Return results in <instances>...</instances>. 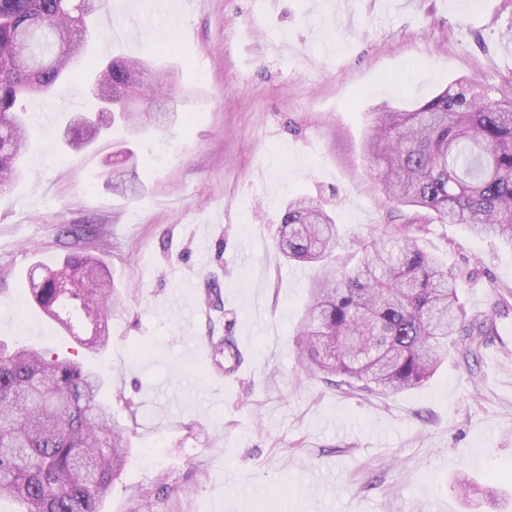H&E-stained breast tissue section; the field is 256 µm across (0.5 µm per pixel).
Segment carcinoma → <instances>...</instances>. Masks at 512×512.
<instances>
[{
    "instance_id": "cac0c4a2",
    "label": "carcinoma",
    "mask_w": 512,
    "mask_h": 512,
    "mask_svg": "<svg viewBox=\"0 0 512 512\" xmlns=\"http://www.w3.org/2000/svg\"><path fill=\"white\" fill-rule=\"evenodd\" d=\"M106 0H0V187L20 176L30 128L16 111L26 94H46L83 54L87 19ZM458 80L429 100L399 112L378 113L368 141L384 191L415 215L392 216L403 228L386 241L361 246L353 265L335 266L339 231L320 203L288 201L277 250L292 262L318 267L296 345L300 364L345 376L350 390L402 392L435 373L442 352L463 330L458 284L439 259L417 244L410 225L426 220L464 224L512 245V77L474 92ZM101 102L84 124L65 125V144L82 150L120 119L136 131L175 124L172 95L155 94L140 61L115 60L95 76ZM123 197L139 193L136 178L112 183ZM34 304L69 333L90 320L83 345L109 341L107 321L118 302L101 262L74 252L63 266L36 264L29 273ZM470 336L497 334L475 319ZM235 363L241 355L226 338L214 346ZM103 381L84 363L42 349L0 345V500L18 512H100L99 505L126 463L124 429L112 419Z\"/></svg>"
}]
</instances>
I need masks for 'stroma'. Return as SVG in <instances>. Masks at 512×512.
<instances>
[{"label": "stroma", "mask_w": 512, "mask_h": 512, "mask_svg": "<svg viewBox=\"0 0 512 512\" xmlns=\"http://www.w3.org/2000/svg\"><path fill=\"white\" fill-rule=\"evenodd\" d=\"M115 57L174 73L177 126L136 138L121 127L70 153L64 116L92 95L62 81L22 101L28 170L0 192V342L97 369L130 444L102 512H143L160 480L169 493L154 512H512V248L460 224L420 232L458 276L467 317L498 333L455 337L432 379L396 394L339 389L300 366L316 269L274 247L298 195L335 217L339 258L394 233L365 152L377 108L512 76V0H127L86 42L89 68ZM132 172L141 194H113ZM68 224L88 225L86 251L118 292L96 353L24 287L32 264H62ZM212 282L223 310L205 302ZM227 335L244 357L230 382L211 360Z\"/></svg>", "instance_id": "obj_1"}]
</instances>
